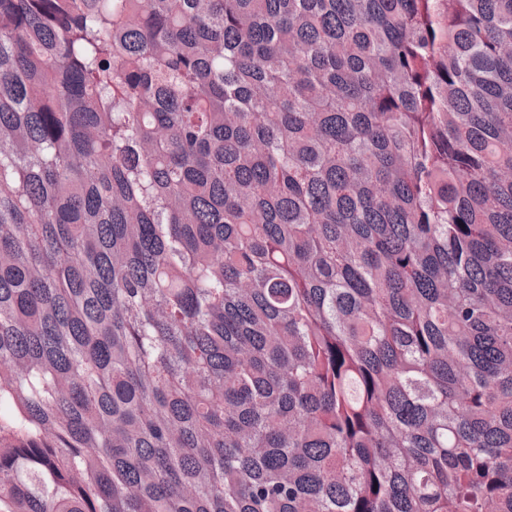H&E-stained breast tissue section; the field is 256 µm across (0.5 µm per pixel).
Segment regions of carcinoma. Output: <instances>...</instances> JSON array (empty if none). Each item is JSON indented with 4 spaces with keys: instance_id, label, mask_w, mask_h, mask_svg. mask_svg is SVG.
I'll list each match as a JSON object with an SVG mask.
<instances>
[{
    "instance_id": "cac0c4a2",
    "label": "carcinoma",
    "mask_w": 512,
    "mask_h": 512,
    "mask_svg": "<svg viewBox=\"0 0 512 512\" xmlns=\"http://www.w3.org/2000/svg\"><path fill=\"white\" fill-rule=\"evenodd\" d=\"M0 512H512V0H0Z\"/></svg>"
}]
</instances>
